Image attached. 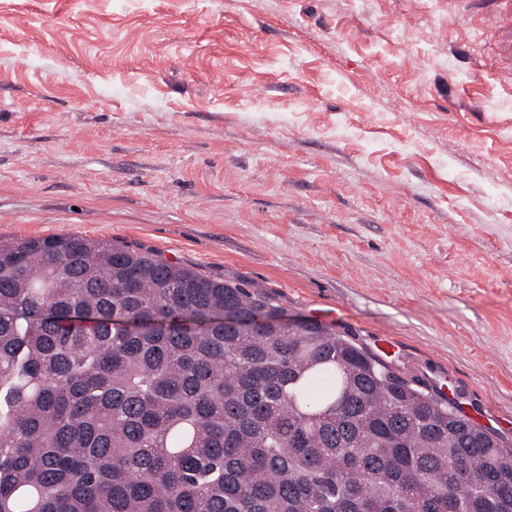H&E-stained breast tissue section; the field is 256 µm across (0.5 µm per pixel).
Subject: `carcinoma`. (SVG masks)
<instances>
[{"mask_svg": "<svg viewBox=\"0 0 512 512\" xmlns=\"http://www.w3.org/2000/svg\"><path fill=\"white\" fill-rule=\"evenodd\" d=\"M110 241L0 245V512H512V452L335 326Z\"/></svg>", "mask_w": 512, "mask_h": 512, "instance_id": "obj_1", "label": "carcinoma"}]
</instances>
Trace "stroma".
<instances>
[{
    "mask_svg": "<svg viewBox=\"0 0 512 512\" xmlns=\"http://www.w3.org/2000/svg\"><path fill=\"white\" fill-rule=\"evenodd\" d=\"M254 284L512 450V0H0V241Z\"/></svg>",
    "mask_w": 512,
    "mask_h": 512,
    "instance_id": "1",
    "label": "stroma"
}]
</instances>
